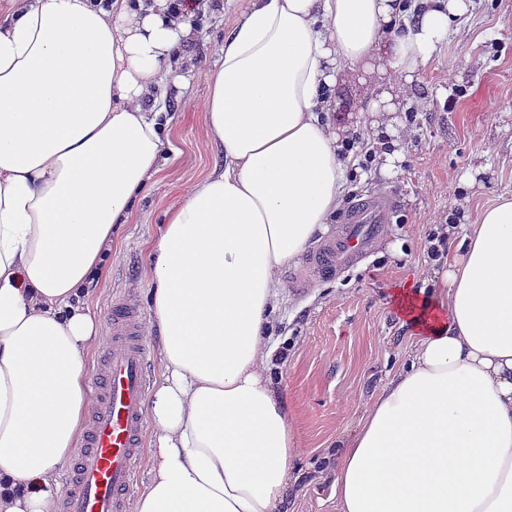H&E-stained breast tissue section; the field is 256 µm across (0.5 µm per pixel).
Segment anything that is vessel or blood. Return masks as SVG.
I'll return each instance as SVG.
<instances>
[{
  "instance_id": "obj_1",
  "label": "vessel or blood",
  "mask_w": 512,
  "mask_h": 512,
  "mask_svg": "<svg viewBox=\"0 0 512 512\" xmlns=\"http://www.w3.org/2000/svg\"><path fill=\"white\" fill-rule=\"evenodd\" d=\"M398 208L394 191L360 199L343 216L335 238L324 241L306 260L307 278L333 275L367 253ZM112 335L94 382L96 404L78 459L76 479L66 486L61 512H127L140 460L150 350L140 336V316L124 301L111 308Z\"/></svg>"
}]
</instances>
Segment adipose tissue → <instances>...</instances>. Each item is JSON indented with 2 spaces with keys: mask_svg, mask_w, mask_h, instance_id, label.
<instances>
[{
  "mask_svg": "<svg viewBox=\"0 0 512 512\" xmlns=\"http://www.w3.org/2000/svg\"><path fill=\"white\" fill-rule=\"evenodd\" d=\"M170 0H14L0 19V512H57L92 399L84 306L116 225L159 172L157 92L188 25ZM465 0H248L205 80L220 171L190 185L149 258L161 370L131 512H281L301 446L266 376L281 269L328 230L352 161L338 73L404 83ZM435 305L397 292L406 363L340 439L341 512H512V198L468 225Z\"/></svg>",
  "mask_w": 512,
  "mask_h": 512,
  "instance_id": "ef3b65f1",
  "label": "adipose tissue"
}]
</instances>
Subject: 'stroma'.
<instances>
[{
  "label": "stroma",
  "mask_w": 512,
  "mask_h": 512,
  "mask_svg": "<svg viewBox=\"0 0 512 512\" xmlns=\"http://www.w3.org/2000/svg\"><path fill=\"white\" fill-rule=\"evenodd\" d=\"M247 0H226L223 9L198 11L190 19L191 41L173 62L184 80L169 85L166 137L172 149L161 173L120 225L112 255L85 299L109 336L112 301H127L148 328L147 259L158 224L185 190L209 173L215 155L205 136V71L224 32ZM380 76L359 64L343 71L332 106H346L349 138L381 146L364 109ZM406 135L402 163L383 172L378 163L358 170L345 203L385 187L397 191L400 209L374 249L344 273L315 280L297 293L289 269L274 315L268 373L288 396L301 433L293 463L297 482L286 492L285 512H338L328 481L318 474L325 455L356 427L372 396L397 373L409 351V332L393 302L396 288L422 287L444 271L449 244L429 255L430 234L451 224L475 223L500 196H512V0H469L434 60L413 76L410 94L394 114Z\"/></svg>",
  "instance_id": "stroma-1"
}]
</instances>
